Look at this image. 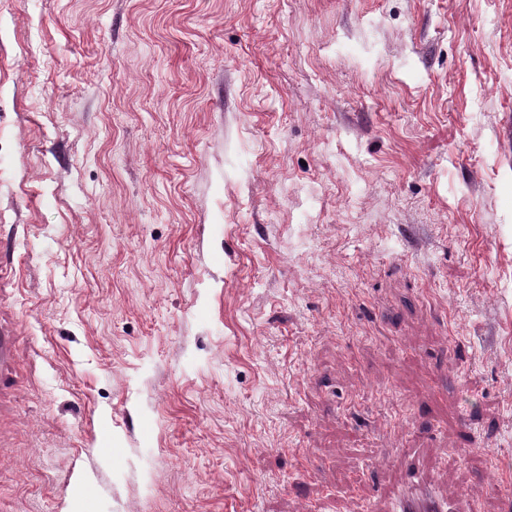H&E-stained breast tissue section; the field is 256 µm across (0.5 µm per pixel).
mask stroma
I'll return each instance as SVG.
<instances>
[{
  "instance_id": "obj_1",
  "label": "stroma",
  "mask_w": 512,
  "mask_h": 512,
  "mask_svg": "<svg viewBox=\"0 0 512 512\" xmlns=\"http://www.w3.org/2000/svg\"><path fill=\"white\" fill-rule=\"evenodd\" d=\"M0 512H512V0H0ZM398 495L391 503L390 512H454L453 503L437 497L431 491H423L417 496Z\"/></svg>"
}]
</instances>
